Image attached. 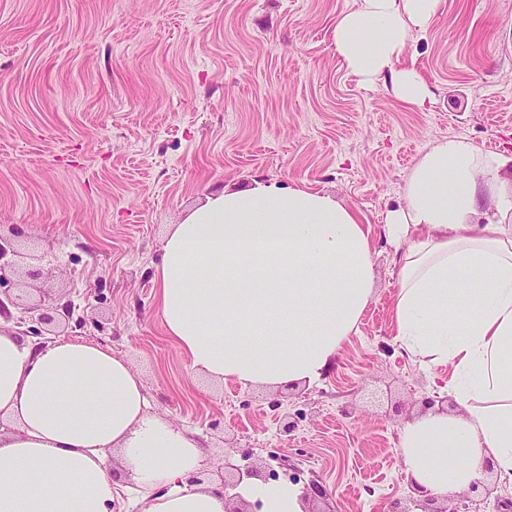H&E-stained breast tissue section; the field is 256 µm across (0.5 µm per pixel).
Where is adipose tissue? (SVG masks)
Returning <instances> with one entry per match:
<instances>
[{"label":"adipose tissue","mask_w":512,"mask_h":512,"mask_svg":"<svg viewBox=\"0 0 512 512\" xmlns=\"http://www.w3.org/2000/svg\"><path fill=\"white\" fill-rule=\"evenodd\" d=\"M443 0H356L333 29L360 81L423 107L427 86L401 66ZM512 152L463 136L435 141L386 217L397 247L396 341L426 368L448 367L459 414L406 423V480L444 499L485 469L512 479ZM154 280L169 336L193 369L244 386L313 385L335 365L373 298L370 230L320 191L255 181L209 195L163 246ZM121 477H114L111 459ZM201 449L148 411L130 362L92 341L34 348L0 329V512H112L135 485L141 512H224L195 483ZM262 512H303L301 488L243 481Z\"/></svg>","instance_id":"obj_1"}]
</instances>
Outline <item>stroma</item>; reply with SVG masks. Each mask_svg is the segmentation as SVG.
Wrapping results in <instances>:
<instances>
[{
    "label": "stroma",
    "mask_w": 512,
    "mask_h": 512,
    "mask_svg": "<svg viewBox=\"0 0 512 512\" xmlns=\"http://www.w3.org/2000/svg\"><path fill=\"white\" fill-rule=\"evenodd\" d=\"M354 5L0 0V239L15 250L0 327L31 345L81 338L126 357L152 413L199 441L203 482H220L229 459L320 485L311 512H421L398 434L423 398L448 405L436 386L449 371L423 368L393 336L385 218L437 139L512 150V0H445L412 38L402 62L427 84L423 110L345 70L333 28ZM256 180L323 191L371 229L373 299L312 386L211 379L158 314L154 270L172 225L206 195ZM36 302L54 320L34 336L25 309Z\"/></svg>",
    "instance_id": "obj_1"
}]
</instances>
